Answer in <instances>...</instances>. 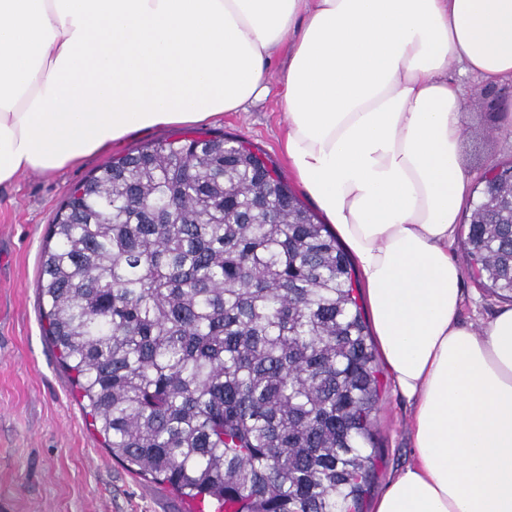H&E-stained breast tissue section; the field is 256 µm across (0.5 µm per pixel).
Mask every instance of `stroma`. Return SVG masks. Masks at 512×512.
Listing matches in <instances>:
<instances>
[{
	"label": "stroma",
	"mask_w": 512,
	"mask_h": 512,
	"mask_svg": "<svg viewBox=\"0 0 512 512\" xmlns=\"http://www.w3.org/2000/svg\"><path fill=\"white\" fill-rule=\"evenodd\" d=\"M448 75L467 100L461 160L473 179L494 163L512 162V82L491 85L452 64ZM285 114L277 97L247 112H227L204 132L239 136L285 167L280 141ZM149 128L50 174L21 173L0 186V512H194L166 485L113 461L89 427L68 373L43 334L38 299L48 230L70 189L112 158L179 135ZM463 324L481 325L506 301L462 280ZM373 415L377 456L363 512H373L391 478L413 460L412 405L388 372Z\"/></svg>",
	"instance_id": "35a3bbf8"
}]
</instances>
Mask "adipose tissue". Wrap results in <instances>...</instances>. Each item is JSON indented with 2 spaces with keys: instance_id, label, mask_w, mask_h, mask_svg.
<instances>
[{
  "instance_id": "adipose-tissue-1",
  "label": "adipose tissue",
  "mask_w": 512,
  "mask_h": 512,
  "mask_svg": "<svg viewBox=\"0 0 512 512\" xmlns=\"http://www.w3.org/2000/svg\"><path fill=\"white\" fill-rule=\"evenodd\" d=\"M455 62L512 81V0H0V185L277 95L413 403L414 460L374 512H512V307L460 323L449 253L472 196Z\"/></svg>"
}]
</instances>
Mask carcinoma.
I'll return each instance as SVG.
<instances>
[{
  "mask_svg": "<svg viewBox=\"0 0 512 512\" xmlns=\"http://www.w3.org/2000/svg\"><path fill=\"white\" fill-rule=\"evenodd\" d=\"M464 249L512 298V166ZM39 276L47 336L112 458L226 512H361L379 370L352 260L275 166L199 134L76 185Z\"/></svg>",
  "mask_w": 512,
  "mask_h": 512,
  "instance_id": "carcinoma-1",
  "label": "carcinoma"
}]
</instances>
